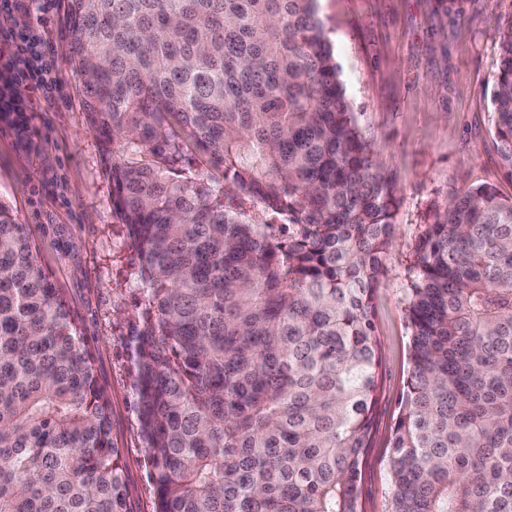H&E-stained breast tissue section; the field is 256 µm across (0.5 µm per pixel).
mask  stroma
Masks as SVG:
<instances>
[{
    "instance_id": "stroma-1",
    "label": "stroma",
    "mask_w": 512,
    "mask_h": 512,
    "mask_svg": "<svg viewBox=\"0 0 512 512\" xmlns=\"http://www.w3.org/2000/svg\"><path fill=\"white\" fill-rule=\"evenodd\" d=\"M66 8L67 0H55L32 21L53 55L52 100L0 79L18 105L31 107L21 123L0 118V203L29 225L40 264L94 354L130 512H154L129 350L142 312L138 260L112 213V150L87 121L82 81L65 50ZM320 8L359 126L396 185L397 235L375 301L374 438L360 480V512H387L389 440L408 374L403 290L412 250L449 199L482 184L512 196L491 105L512 0H320Z\"/></svg>"
}]
</instances>
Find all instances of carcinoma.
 Returning <instances> with one entry per match:
<instances>
[{
	"label": "carcinoma",
	"instance_id": "obj_1",
	"mask_svg": "<svg viewBox=\"0 0 512 512\" xmlns=\"http://www.w3.org/2000/svg\"><path fill=\"white\" fill-rule=\"evenodd\" d=\"M67 29L139 260L155 512H360L395 187L319 0H68ZM498 49L512 175V21ZM409 274L388 512H512V197L445 204ZM0 512H129L93 356L2 203Z\"/></svg>",
	"mask_w": 512,
	"mask_h": 512
}]
</instances>
